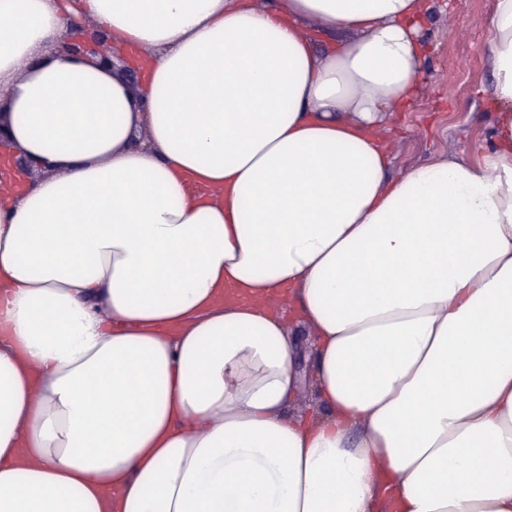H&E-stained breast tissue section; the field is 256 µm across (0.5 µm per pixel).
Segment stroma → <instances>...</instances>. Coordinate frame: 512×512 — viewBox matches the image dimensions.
I'll use <instances>...</instances> for the list:
<instances>
[{
    "instance_id": "1",
    "label": "stroma",
    "mask_w": 512,
    "mask_h": 512,
    "mask_svg": "<svg viewBox=\"0 0 512 512\" xmlns=\"http://www.w3.org/2000/svg\"><path fill=\"white\" fill-rule=\"evenodd\" d=\"M431 2L420 92L383 132L396 175L451 151L476 159L475 148L489 142L496 119L485 61L494 0Z\"/></svg>"
}]
</instances>
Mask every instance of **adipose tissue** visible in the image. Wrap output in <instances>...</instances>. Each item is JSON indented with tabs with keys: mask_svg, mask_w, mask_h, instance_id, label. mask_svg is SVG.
<instances>
[{
	"mask_svg": "<svg viewBox=\"0 0 512 512\" xmlns=\"http://www.w3.org/2000/svg\"><path fill=\"white\" fill-rule=\"evenodd\" d=\"M430 9L0 0V512H512V0L492 144L391 180ZM108 34L98 29H86L72 27L69 32L60 38V49L66 53L86 54L88 52L97 54L100 64L112 68V55H105L101 47L107 41Z\"/></svg>",
	"mask_w": 512,
	"mask_h": 512,
	"instance_id": "ef3b65f1",
	"label": "adipose tissue"
}]
</instances>
